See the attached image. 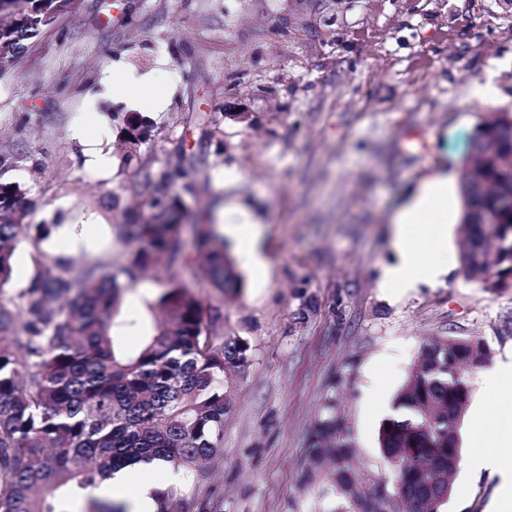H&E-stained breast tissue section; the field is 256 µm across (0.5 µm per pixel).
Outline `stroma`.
I'll return each mask as SVG.
<instances>
[{
  "label": "stroma",
  "instance_id": "stroma-1",
  "mask_svg": "<svg viewBox=\"0 0 512 512\" xmlns=\"http://www.w3.org/2000/svg\"><path fill=\"white\" fill-rule=\"evenodd\" d=\"M119 63L171 90L163 108H140L154 126L140 158L192 168L185 241L217 229L228 204L262 228L265 266L239 267L240 288H212L202 260L151 268L112 313L116 354L136 355L173 278L221 309L225 340L250 346L247 367L224 376L223 451L178 483L175 512H335L336 466L308 454L327 405L353 468L375 481L389 469L376 403L392 402L425 341L512 357V285L488 290L457 265L405 294L379 287L397 208L437 171L461 179L489 113L512 117V0H78L0 75V155L14 160L0 179L36 200L25 221L48 228L47 256L64 216L104 245L141 210L123 164L133 107L112 99ZM488 77L497 97L484 102L472 86ZM79 124L107 171L87 164ZM482 379L473 368L460 434L483 422L494 450L512 403ZM497 485L459 466L441 512H490Z\"/></svg>",
  "mask_w": 512,
  "mask_h": 512
}]
</instances>
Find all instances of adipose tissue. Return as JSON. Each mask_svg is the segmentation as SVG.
<instances>
[{
  "label": "adipose tissue",
  "instance_id": "1",
  "mask_svg": "<svg viewBox=\"0 0 512 512\" xmlns=\"http://www.w3.org/2000/svg\"><path fill=\"white\" fill-rule=\"evenodd\" d=\"M448 186L447 174L436 173L423 180L391 220V237L395 262L387 265L380 284L391 295L405 292L421 284L435 282L451 262L448 254ZM224 221L233 233L247 243L242 258L247 265L259 268L264 258L258 249L259 224L243 209L231 204L224 209ZM481 424L471 427L472 451L468 466L477 472L499 479L498 498L493 512H512V456L506 457L484 449ZM155 486L144 482L131 485L129 470L93 489L96 497H110L125 503L130 512H155Z\"/></svg>",
  "mask_w": 512,
  "mask_h": 512
}]
</instances>
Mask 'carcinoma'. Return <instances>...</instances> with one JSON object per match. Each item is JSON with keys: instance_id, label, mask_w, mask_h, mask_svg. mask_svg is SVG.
Segmentation results:
<instances>
[{"instance_id": "carcinoma-1", "label": "carcinoma", "mask_w": 512, "mask_h": 512, "mask_svg": "<svg viewBox=\"0 0 512 512\" xmlns=\"http://www.w3.org/2000/svg\"><path fill=\"white\" fill-rule=\"evenodd\" d=\"M53 17L34 5L30 18L0 31V73L24 52ZM129 145L126 189L145 197V210L115 225L116 240L134 244L127 263L112 255L59 256L63 273L40 271L8 294L12 257L26 236L23 223L34 202L12 182H0V512H124L87 490L112 472L154 459L200 473L219 451L227 411L224 372L245 368L249 345L224 341L222 314L206 308L184 283L169 280L158 299L164 319L138 354L116 357L112 311L142 268L185 266L194 255L180 235L184 223L176 190L194 188L184 166L152 170L140 160L149 121L139 112L123 118ZM477 183L462 194L459 230L469 242L460 255L466 273L479 277L485 259L512 265V119L489 114L473 141ZM487 212L499 224L483 221ZM207 251L211 284L219 293L240 287L224 246L209 231L198 236ZM488 360L468 339L425 342L417 365L395 395L392 414L379 426L378 447L399 470L407 512H439L457 470L459 426L470 401L469 371ZM352 452L336 416L320 421L310 448L314 459L335 457L337 484L356 512H395L396 490L378 480L362 488L350 470Z\"/></svg>"}]
</instances>
